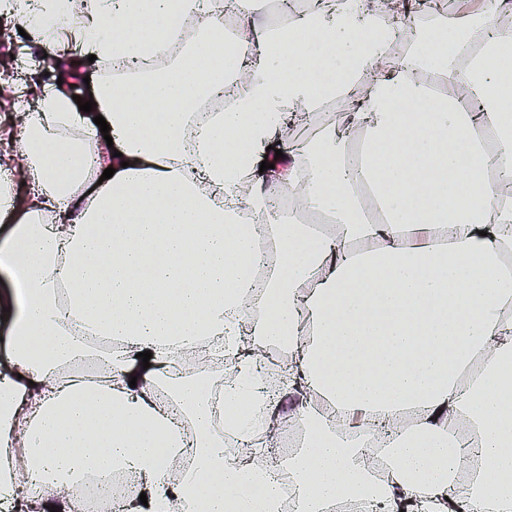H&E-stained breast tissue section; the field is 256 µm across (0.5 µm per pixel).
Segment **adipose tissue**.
<instances>
[{
    "label": "adipose tissue",
    "instance_id": "ef3b65f1",
    "mask_svg": "<svg viewBox=\"0 0 512 512\" xmlns=\"http://www.w3.org/2000/svg\"><path fill=\"white\" fill-rule=\"evenodd\" d=\"M264 9L265 0H63L57 11L15 0L9 10L39 43L69 33L125 72L116 89L95 86L88 113L48 87L24 115L33 194L20 199L0 176V210L19 215L0 243L18 305L0 371V512H66L89 472L117 470L137 475L147 495L128 512L187 501L198 512H272L277 466L227 457L210 428V366L231 356L239 374L224 395L248 429L261 390L251 347L296 336L305 342L288 382L326 401L297 412L312 434L288 461L297 512H331L347 495L369 512H512V395L501 377L512 359V274L501 271L512 255V135L500 126L512 73L483 63L512 62V39L496 23L512 0H464L427 41L410 38L402 0H315L294 22L318 44L287 43L278 55L266 50L272 28L255 19ZM228 13L241 32L230 42ZM187 20L195 33L183 55L146 68L145 46L163 47ZM325 63L336 75L328 88ZM430 72L442 93L432 94ZM233 78V108L189 131L191 106ZM331 95L350 103L355 154L320 126L299 155L258 171L262 146L288 122L307 124ZM401 98L433 107L399 112ZM272 186L327 213L334 236L270 218ZM246 211L260 224L241 225ZM260 237L282 258L258 287L250 271ZM257 294L261 315L242 321ZM91 336L120 343L100 356V381L62 378L63 366L89 356ZM202 338L214 344L199 366L172 368L174 351ZM144 351L157 378L135 384L131 357ZM372 437L386 448L382 474L369 460ZM32 478L44 489L35 498L22 492Z\"/></svg>",
    "mask_w": 512,
    "mask_h": 512
}]
</instances>
